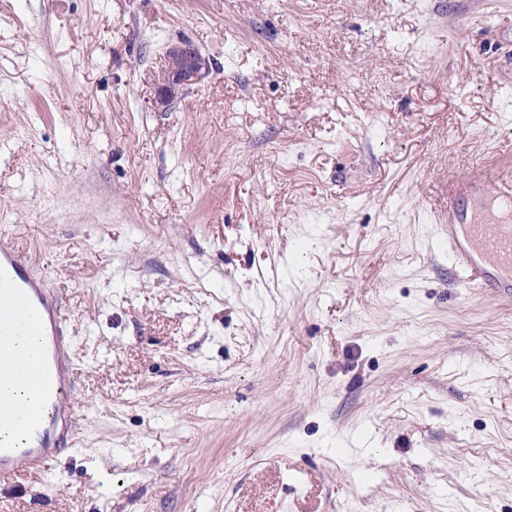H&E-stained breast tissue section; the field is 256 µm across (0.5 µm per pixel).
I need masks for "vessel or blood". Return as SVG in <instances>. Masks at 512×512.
<instances>
[{
    "label": "vessel or blood",
    "instance_id": "b4317fda",
    "mask_svg": "<svg viewBox=\"0 0 512 512\" xmlns=\"http://www.w3.org/2000/svg\"><path fill=\"white\" fill-rule=\"evenodd\" d=\"M469 195L475 203L491 200L494 210L478 217L448 212V262L459 283L502 297L512 296V171L488 182L474 179L449 183L448 198ZM41 336L37 362L18 351L7 359L26 372L23 404H0V488L14 485L23 474H55L58 453L76 448L77 414L69 402L72 337L62 299L48 292L30 257L15 240L0 232V335L23 332Z\"/></svg>",
    "mask_w": 512,
    "mask_h": 512
}]
</instances>
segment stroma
Masks as SVG:
<instances>
[{
    "label": "stroma",
    "instance_id": "stroma-1",
    "mask_svg": "<svg viewBox=\"0 0 512 512\" xmlns=\"http://www.w3.org/2000/svg\"><path fill=\"white\" fill-rule=\"evenodd\" d=\"M509 168L512 0H0V225L81 427L0 512H512V298L444 246ZM207 64L197 50L189 45L172 48L168 53V66L165 73V84L161 87L160 103L167 102L172 87L192 86L202 78V70Z\"/></svg>",
    "mask_w": 512,
    "mask_h": 512
}]
</instances>
